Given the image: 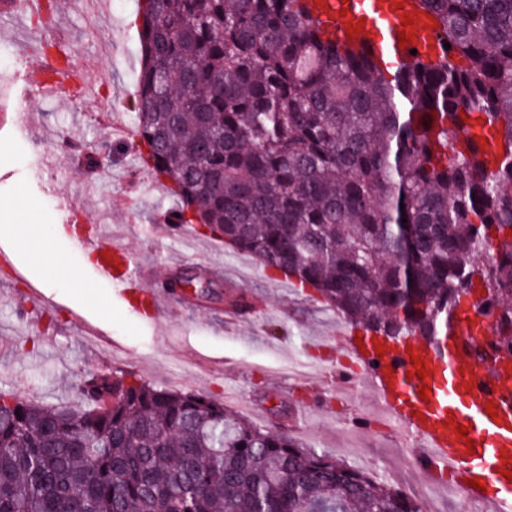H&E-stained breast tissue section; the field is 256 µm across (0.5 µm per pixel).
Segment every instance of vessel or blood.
I'll return each instance as SVG.
<instances>
[{"label":"vessel or blood","mask_w":512,"mask_h":512,"mask_svg":"<svg viewBox=\"0 0 512 512\" xmlns=\"http://www.w3.org/2000/svg\"><path fill=\"white\" fill-rule=\"evenodd\" d=\"M311 13L327 32L359 25L355 41L364 43L380 67H389L418 55L436 60L441 54L436 39L437 25L424 12L420 0H309ZM412 17L415 30L411 48L400 46L398 36L404 17ZM26 86L60 98L77 99L88 88L69 80L51 57L27 68ZM66 230L81 248L96 257V280H133L126 251L112 244L99 226L86 223L79 208H72ZM336 340L348 346L364 366L363 382L371 387L378 406L397 418L419 443V464L433 478L448 477L462 487L465 498L486 504L490 512H512V358L503 357L488 367H474L469 355L466 320H458L444 341L445 351L436 354L425 344L413 341L377 354L364 348L353 332L340 331ZM419 356L428 367L425 379L415 376L411 356ZM428 386L420 398V386ZM495 412H488V405ZM449 413H442V406ZM465 426L466 439H459L457 426ZM474 447H467V440ZM484 482L485 491L469 487V480Z\"/></svg>","instance_id":"1"}]
</instances>
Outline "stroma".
<instances>
[{"label":"stroma","mask_w":512,"mask_h":512,"mask_svg":"<svg viewBox=\"0 0 512 512\" xmlns=\"http://www.w3.org/2000/svg\"><path fill=\"white\" fill-rule=\"evenodd\" d=\"M138 3L105 0L98 16L75 0H57L71 64L96 87L76 100L27 89L25 45L37 36L27 16L0 19V201L25 204L0 216V225L23 224L41 236L51 225L69 223L67 207L74 204L146 269L144 287L195 272L216 287L190 302L166 296L152 316L124 298V283L94 282L85 252L69 237L53 240L42 254L17 251L0 237V251L9 256L0 262V388L39 403L73 404L84 376L131 372L174 391L211 395L258 426L383 473L404 450L399 431L349 433L350 417L373 397L362 389L348 407H338L340 353L315 345L343 318L324 311L313 290L288 287L201 225L164 230L161 219L177 199L164 181L143 172L137 152L118 150L134 129ZM76 146L109 156L108 171L90 179L74 168L69 156ZM56 254L66 256L81 288L42 281L41 265ZM34 311L46 320L37 332L29 322ZM297 361L306 370L288 376L287 366Z\"/></svg>","instance_id":"1"}]
</instances>
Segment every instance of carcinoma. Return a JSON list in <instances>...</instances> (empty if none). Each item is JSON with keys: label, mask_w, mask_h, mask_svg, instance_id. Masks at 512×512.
I'll return each mask as SVG.
<instances>
[{"label": "carcinoma", "mask_w": 512, "mask_h": 512, "mask_svg": "<svg viewBox=\"0 0 512 512\" xmlns=\"http://www.w3.org/2000/svg\"><path fill=\"white\" fill-rule=\"evenodd\" d=\"M442 61L385 76L305 0H142L134 136L201 224L365 335L439 340L466 300L512 356V0H420ZM502 151H480L473 122ZM207 295L213 282L170 284ZM0 389V512H423L196 392Z\"/></svg>", "instance_id": "carcinoma-1"}]
</instances>
